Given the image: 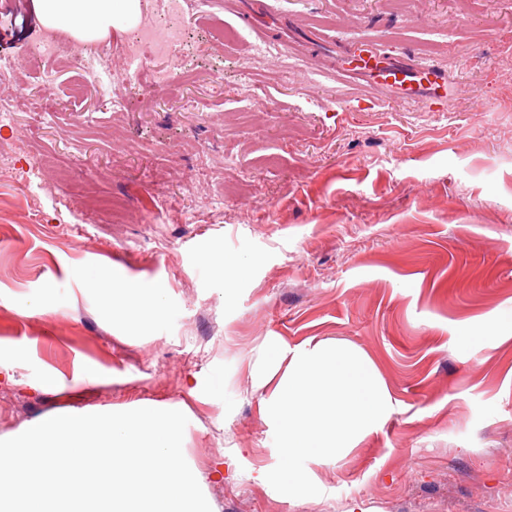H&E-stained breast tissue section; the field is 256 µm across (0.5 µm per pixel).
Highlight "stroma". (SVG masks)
<instances>
[{
	"mask_svg": "<svg viewBox=\"0 0 512 512\" xmlns=\"http://www.w3.org/2000/svg\"><path fill=\"white\" fill-rule=\"evenodd\" d=\"M20 2L0 0V440L151 403L189 420L212 512H512V0H249L248 19L186 0L183 50L150 64L170 86L117 111L108 88L70 97L73 67L29 65L46 27ZM316 31L436 66L444 111ZM88 185L121 214L88 213ZM219 249L247 257L238 278L203 270ZM88 267L160 283L174 318L133 333L85 294ZM53 286L62 311L16 306ZM269 340L349 343L392 397L313 497L249 477L277 464L251 372ZM217 367L229 412L206 394Z\"/></svg>",
	"mask_w": 512,
	"mask_h": 512,
	"instance_id": "obj_1",
	"label": "stroma"
}]
</instances>
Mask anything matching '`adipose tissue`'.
I'll list each match as a JSON object with an SVG mask.
<instances>
[{"instance_id": "obj_1", "label": "adipose tissue", "mask_w": 512, "mask_h": 512, "mask_svg": "<svg viewBox=\"0 0 512 512\" xmlns=\"http://www.w3.org/2000/svg\"><path fill=\"white\" fill-rule=\"evenodd\" d=\"M33 6L48 27L75 32L82 40L127 27L139 12V0H33ZM82 277L86 293L132 329H156L172 315L165 288L154 281L116 279L96 267L85 269Z\"/></svg>"}]
</instances>
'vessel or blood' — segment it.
<instances>
[{"label":"vessel or blood","mask_w":512,"mask_h":512,"mask_svg":"<svg viewBox=\"0 0 512 512\" xmlns=\"http://www.w3.org/2000/svg\"><path fill=\"white\" fill-rule=\"evenodd\" d=\"M358 70L384 80L399 90L402 98L436 96L447 85L437 71L425 64H410L398 57L378 58L375 49L366 45L357 57Z\"/></svg>","instance_id":"b4317fda"}]
</instances>
